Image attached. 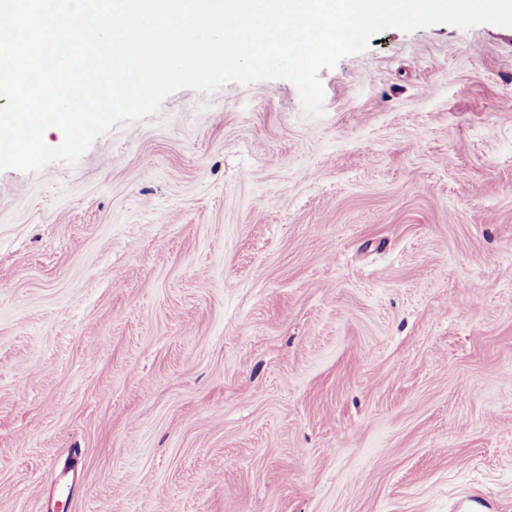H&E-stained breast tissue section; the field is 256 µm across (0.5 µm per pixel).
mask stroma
Returning <instances> with one entry per match:
<instances>
[{
  "mask_svg": "<svg viewBox=\"0 0 512 512\" xmlns=\"http://www.w3.org/2000/svg\"><path fill=\"white\" fill-rule=\"evenodd\" d=\"M319 78L0 171V512L512 508V28Z\"/></svg>",
  "mask_w": 512,
  "mask_h": 512,
  "instance_id": "1",
  "label": "stroma"
}]
</instances>
